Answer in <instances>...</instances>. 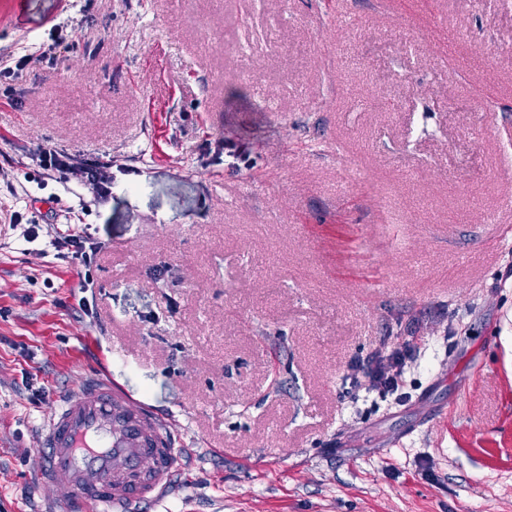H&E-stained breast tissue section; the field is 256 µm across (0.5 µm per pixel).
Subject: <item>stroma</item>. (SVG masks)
<instances>
[{
  "instance_id": "obj_1",
  "label": "stroma",
  "mask_w": 512,
  "mask_h": 512,
  "mask_svg": "<svg viewBox=\"0 0 512 512\" xmlns=\"http://www.w3.org/2000/svg\"><path fill=\"white\" fill-rule=\"evenodd\" d=\"M56 32L0 96V512H63L41 437L95 373L181 450L133 512H512V0H0V59ZM68 223L90 266L40 255ZM408 343L405 399L352 386ZM51 44H45L44 42H26L19 48L20 53L23 55L19 58L16 64V68L26 66L29 63H53L63 53L70 50V45L64 38L52 37ZM72 158L68 153L57 151L53 148H45L41 150L37 156L36 161L38 166L46 171L47 175L50 172H59L66 174L67 172L74 173V166L71 164Z\"/></svg>"
}]
</instances>
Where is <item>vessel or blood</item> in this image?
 <instances>
[{"instance_id":"1","label":"vessel or blood","mask_w":512,"mask_h":512,"mask_svg":"<svg viewBox=\"0 0 512 512\" xmlns=\"http://www.w3.org/2000/svg\"><path fill=\"white\" fill-rule=\"evenodd\" d=\"M42 453L47 482L82 512L164 498L178 458L167 418L100 374L63 397Z\"/></svg>"}]
</instances>
